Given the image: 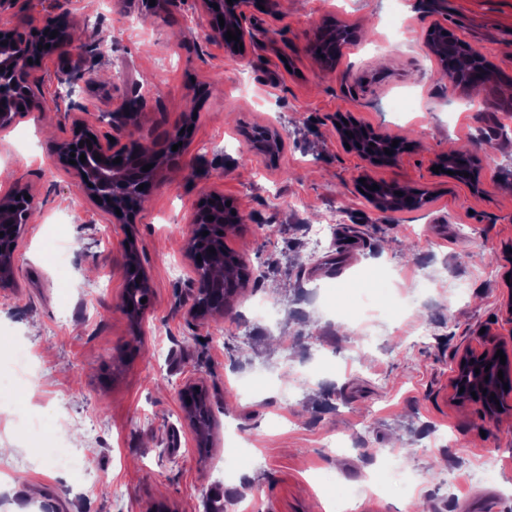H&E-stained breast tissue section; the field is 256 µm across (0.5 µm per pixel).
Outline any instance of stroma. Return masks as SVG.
Masks as SVG:
<instances>
[{
	"label": "stroma",
	"mask_w": 512,
	"mask_h": 512,
	"mask_svg": "<svg viewBox=\"0 0 512 512\" xmlns=\"http://www.w3.org/2000/svg\"><path fill=\"white\" fill-rule=\"evenodd\" d=\"M61 14L82 46L32 70L40 108L0 129V194L19 187L36 205L0 284V375L12 380L0 391V512H204L218 492L252 512H313L323 488L385 479L391 449L422 492L367 495L355 512H512V390L491 418L450 389L468 348L503 351L512 372V140L488 139L512 112L448 87L427 44L432 26L449 29L512 89V0H276L241 56L225 54L197 0H16L0 28L37 33ZM334 23L353 40L329 66L312 46ZM83 72L95 79L78 84L84 108L73 112L55 97ZM136 82L146 104L113 129L106 114ZM398 97L416 103L400 125ZM342 117L407 151L366 166L337 135ZM78 124L156 150L164 132L190 127L134 223L96 210L55 163ZM263 128L281 139L276 157L251 140ZM464 146L481 158L473 182L435 170ZM365 175L429 200L380 212L360 191ZM211 194L241 217L225 243L250 277L223 313L196 319L187 240ZM339 208L343 224L306 260L307 225ZM131 252L152 287L138 322L122 307ZM380 272L392 287L376 296L365 345L351 311L328 299L373 287ZM23 356L29 381L14 376ZM188 383L212 411L205 449L183 414ZM229 423L251 440L235 456ZM334 433L353 434L354 447L335 454ZM73 456L79 467H56Z\"/></svg>",
	"instance_id": "35a3bbf8"
}]
</instances>
